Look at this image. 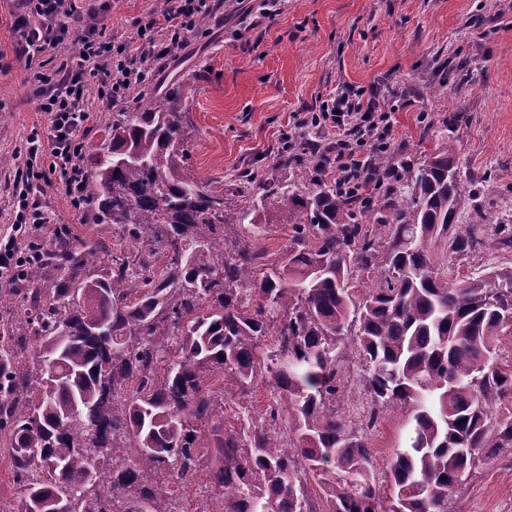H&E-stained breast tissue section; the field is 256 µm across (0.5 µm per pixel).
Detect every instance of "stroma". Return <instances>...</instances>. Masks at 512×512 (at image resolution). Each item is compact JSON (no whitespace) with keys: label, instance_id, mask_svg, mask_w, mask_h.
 Wrapping results in <instances>:
<instances>
[{"label":"stroma","instance_id":"35a3bbf8","mask_svg":"<svg viewBox=\"0 0 512 512\" xmlns=\"http://www.w3.org/2000/svg\"><path fill=\"white\" fill-rule=\"evenodd\" d=\"M235 6L223 0L225 20L207 17L186 47L155 61L152 82L132 100L111 104L89 87L88 106L97 119L82 135L84 146L107 136L113 113L188 79L186 162L235 206L253 191L239 182L245 168L280 185L295 182L296 167L274 164L284 131L342 91H372L391 113L389 161L413 162L455 145L463 179L476 186L462 203V223L512 221V0H277L273 18L260 21L236 14ZM78 7L95 9L109 39L121 43L133 40L138 20L163 19L169 3L79 0ZM20 11L19 0H0V155L11 159L0 166V225L8 223L13 202L14 158L30 136L49 135L48 118L33 97L35 77L64 58L58 48L29 63L16 58L11 25ZM449 69L466 74L462 92L442 82ZM45 203L55 224L68 225L87 242L121 247L111 225L89 223L85 210L72 208L61 191H48ZM406 432L397 409L382 413L367 432L378 484H385ZM448 508L512 512V455L479 462Z\"/></svg>","mask_w":512,"mask_h":512}]
</instances>
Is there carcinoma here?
<instances>
[{
    "label": "carcinoma",
    "instance_id": "carcinoma-1",
    "mask_svg": "<svg viewBox=\"0 0 512 512\" xmlns=\"http://www.w3.org/2000/svg\"><path fill=\"white\" fill-rule=\"evenodd\" d=\"M190 98L179 84L112 113L82 187L92 222L149 241L159 266L135 270L67 226L32 245L0 335L12 512H174L172 485L199 471L214 473L208 512H448L477 461L512 450V416L496 414L512 367L494 362L512 335V270L459 280L432 245L512 249V226L458 223L468 186L451 143L399 168L374 157L382 186L364 206L324 177L305 133L277 164L315 161L309 187L249 172L262 193L231 208L186 166ZM271 196L291 230L277 267L254 250ZM351 350L369 395L357 422L338 405ZM266 373L275 397L259 422L226 425V389L245 397ZM389 408L412 429L384 501L363 432Z\"/></svg>",
    "mask_w": 512,
    "mask_h": 512
}]
</instances>
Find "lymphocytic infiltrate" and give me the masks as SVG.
<instances>
[{
	"label": "lymphocytic infiltrate",
	"instance_id": "1",
	"mask_svg": "<svg viewBox=\"0 0 512 512\" xmlns=\"http://www.w3.org/2000/svg\"><path fill=\"white\" fill-rule=\"evenodd\" d=\"M75 2L24 0L25 11L14 22L15 52L28 61L46 49L58 47L71 30L80 28L84 34L78 55L37 77V109L49 118L50 137L45 141L30 138L15 171L23 188L14 195L11 224L0 230V288L23 281L30 259L29 237L49 221L39 190L61 189L72 207L80 205L76 191L84 173L78 132L96 121L87 106L89 85H96L100 98L109 102L128 100L151 79L150 71L139 66L138 56L166 59L195 31L200 15L216 12L215 0H172L166 14L165 42L157 41V22L150 19L137 21L134 43L115 45L99 40L97 30H84L85 16ZM306 122L332 132L324 168L340 193L371 197L375 182L369 161L387 149L392 131L391 114L379 99L346 92L331 106L311 113Z\"/></svg>",
	"mask_w": 512,
	"mask_h": 512
}]
</instances>
